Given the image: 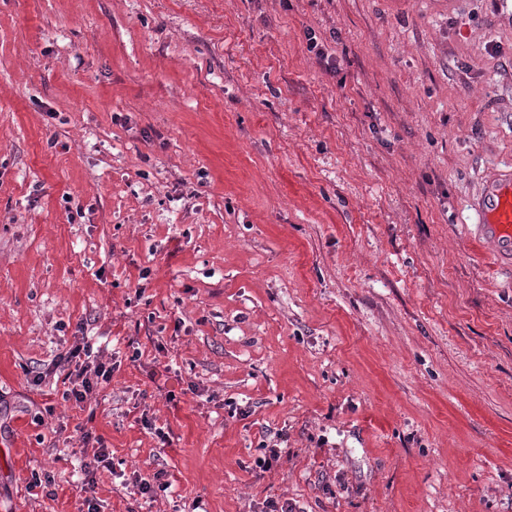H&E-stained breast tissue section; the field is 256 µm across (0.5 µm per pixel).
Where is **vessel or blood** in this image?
<instances>
[{"label": "vessel or blood", "mask_w": 512, "mask_h": 512, "mask_svg": "<svg viewBox=\"0 0 512 512\" xmlns=\"http://www.w3.org/2000/svg\"><path fill=\"white\" fill-rule=\"evenodd\" d=\"M473 221L468 239L482 243L498 269L512 273V164L487 173L468 203Z\"/></svg>", "instance_id": "obj_1"}]
</instances>
